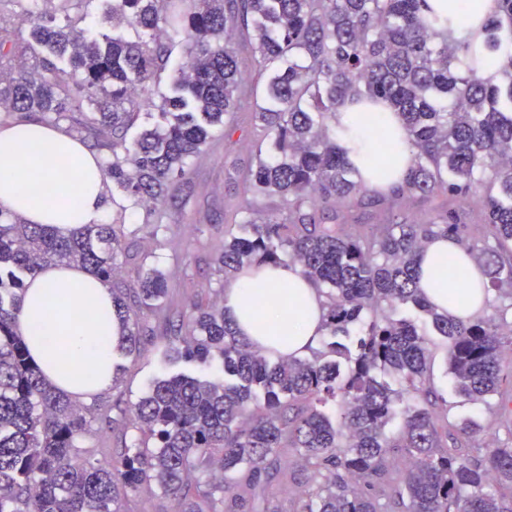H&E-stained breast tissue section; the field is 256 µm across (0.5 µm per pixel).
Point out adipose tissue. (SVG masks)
Segmentation results:
<instances>
[{"mask_svg": "<svg viewBox=\"0 0 512 512\" xmlns=\"http://www.w3.org/2000/svg\"><path fill=\"white\" fill-rule=\"evenodd\" d=\"M337 127L348 134L336 140L348 163L363 169L370 151L369 133L385 125L404 135L400 118L387 106L374 112L340 111ZM104 163L62 128L27 118L0 127V211L29 224L62 230L101 223L104 214ZM458 245L434 240L417 263V286L433 305L448 308L466 321L485 307L484 289H471L476 267L464 261L448 265ZM265 286L254 289L255 276L242 271L224 290V309L237 331L256 347H276L283 358L302 356L324 334L322 294L300 273L284 265L263 273ZM447 280L462 297L449 305ZM16 328L31 355L55 387L86 399L112 384L113 349L123 334L112 308V292L99 278L78 267L48 265L26 281L16 312Z\"/></svg>", "mask_w": 512, "mask_h": 512, "instance_id": "adipose-tissue-1", "label": "adipose tissue"}]
</instances>
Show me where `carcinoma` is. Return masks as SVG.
Instances as JSON below:
<instances>
[{
	"label": "carcinoma",
	"mask_w": 512,
	"mask_h": 512,
	"mask_svg": "<svg viewBox=\"0 0 512 512\" xmlns=\"http://www.w3.org/2000/svg\"><path fill=\"white\" fill-rule=\"evenodd\" d=\"M112 17L135 36L100 43L82 30L31 14L40 45L68 57L92 123L112 133V205L156 211L166 183L186 174L213 133L240 109L234 35L249 33L266 72L251 111L261 122L242 195L233 205L239 232L224 234V277L246 268L292 263L323 290L333 340L310 358L273 359L238 335L224 305L178 312L181 347L161 352L222 376L153 379L129 406L137 443L112 466L81 441L111 416L46 380L16 330L26 279L55 263L87 269L111 285L125 327L118 349L136 352L138 321L166 310L167 277L147 269L114 284L121 235L113 224L62 234L0 214V512H119L155 487L174 512H512V442L481 455L477 423L453 419L436 388L426 333L414 310L443 339L446 372L474 403L512 400L504 347L512 350V56L494 79L482 70L512 33V0L474 36L427 0H113ZM191 42L161 96L163 124L129 143L135 99L175 46ZM0 76V107L68 117L67 71ZM381 101L400 114L405 140L373 129L376 155L411 152L401 183L376 165L352 169L331 122L348 100ZM478 200L476 216L463 203ZM437 200L424 221L400 204ZM388 205L385 219L359 233L325 224L324 209ZM452 237L503 302L481 319L438 311L416 286L426 245ZM296 451L312 475L300 499L274 506L288 475L281 455Z\"/></svg>",
	"instance_id": "carcinoma-1"
}]
</instances>
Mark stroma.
<instances>
[{"instance_id":"1","label":"stroma","mask_w":512,"mask_h":512,"mask_svg":"<svg viewBox=\"0 0 512 512\" xmlns=\"http://www.w3.org/2000/svg\"><path fill=\"white\" fill-rule=\"evenodd\" d=\"M32 0H0V38L19 53L26 70L43 69L47 63L68 68L67 60L56 57L48 48L35 45L28 12ZM55 23L60 27L86 29L97 38L112 34V0H68L57 7ZM241 82L238 95L243 103L234 116L232 136L216 131L213 140L196 157L189 172L170 181L169 197L160 214L145 210L127 212L106 208L103 221L122 225V241L127 248L119 255V280L135 282L143 266H156L170 275L173 309L199 303L208 305L224 297V273L216 258L224 246L232 212L229 203L242 188L241 174L249 161L248 149L258 128L248 107L253 90L263 83L260 72L243 36H236ZM85 112L72 113L63 129L81 140L103 162L112 159V139L104 129L92 127ZM162 231H155V224ZM141 353L114 356V384L94 395V402L122 398L124 404L136 402L152 378L183 373L198 375L202 366L185 360L163 365L155 355L158 347L173 341L162 316L148 315L140 321ZM136 430L129 414L113 411L110 427L93 431L83 440L86 450L102 462L117 458L122 448L131 445Z\"/></svg>"}]
</instances>
